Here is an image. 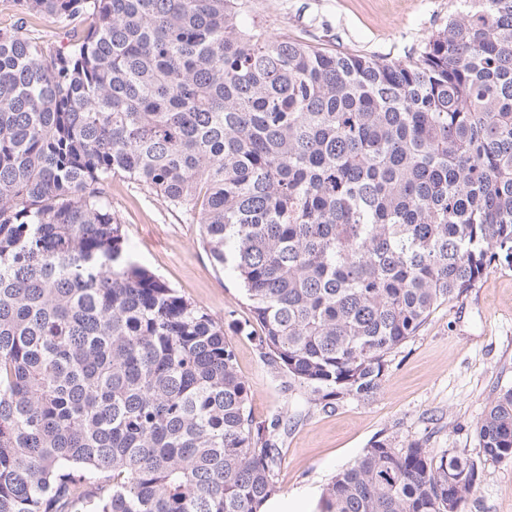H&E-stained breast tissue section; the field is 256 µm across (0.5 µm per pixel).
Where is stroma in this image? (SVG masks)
<instances>
[{
    "instance_id": "1",
    "label": "stroma",
    "mask_w": 512,
    "mask_h": 512,
    "mask_svg": "<svg viewBox=\"0 0 512 512\" xmlns=\"http://www.w3.org/2000/svg\"><path fill=\"white\" fill-rule=\"evenodd\" d=\"M253 3L251 19L275 35L385 61L407 59L457 8L456 0ZM105 190L134 260L223 323L251 389L254 419H287L273 471L279 497L302 489L322 494L382 437L399 449L420 443L434 456L454 450L481 473L465 512H512V462L485 456L476 432L490 402L512 388L511 265L490 268L458 299L439 305L388 355L375 395L322 407L309 403L304 388L238 333L252 320L250 308L234 277L214 264L196 220L121 174Z\"/></svg>"
}]
</instances>
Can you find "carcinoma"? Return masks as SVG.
Returning a JSON list of instances; mask_svg holds the SVG:
<instances>
[{
	"mask_svg": "<svg viewBox=\"0 0 512 512\" xmlns=\"http://www.w3.org/2000/svg\"><path fill=\"white\" fill-rule=\"evenodd\" d=\"M0 28V512H260L276 432L224 325L134 262L104 186L197 216L245 331L311 400L512 264V0L404 61L327 53L251 0H11ZM45 20L49 41L24 30ZM512 460V389L477 427ZM453 452L370 443L321 512H464Z\"/></svg>",
	"mask_w": 512,
	"mask_h": 512,
	"instance_id": "obj_1",
	"label": "carcinoma"
}]
</instances>
